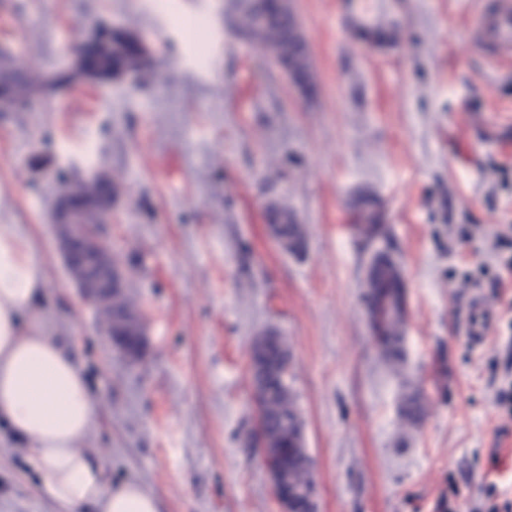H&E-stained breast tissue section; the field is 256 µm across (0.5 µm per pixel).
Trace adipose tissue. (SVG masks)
Wrapping results in <instances>:
<instances>
[{
  "label": "adipose tissue",
  "instance_id": "1",
  "mask_svg": "<svg viewBox=\"0 0 512 512\" xmlns=\"http://www.w3.org/2000/svg\"><path fill=\"white\" fill-rule=\"evenodd\" d=\"M46 279L31 237L0 230V423L25 443L42 492L65 512H160L140 480L108 484L104 463L78 448L98 416L86 375L71 351L23 324Z\"/></svg>",
  "mask_w": 512,
  "mask_h": 512
}]
</instances>
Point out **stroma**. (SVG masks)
<instances>
[{
    "label": "stroma",
    "mask_w": 512,
    "mask_h": 512,
    "mask_svg": "<svg viewBox=\"0 0 512 512\" xmlns=\"http://www.w3.org/2000/svg\"><path fill=\"white\" fill-rule=\"evenodd\" d=\"M0 48L70 65L101 26L139 31L155 81H79L0 113V225L41 250L35 323L72 347L98 402L79 448L111 483L135 477L162 512H283L255 440L250 349L273 330L292 353L316 512H488L512 500V368L493 232L512 225V62L477 46L482 0H290L314 95L240 40L231 0H6ZM364 11L371 29L349 27ZM203 16L198 63L176 19ZM120 176L106 245L148 329L142 361L111 351L55 244L61 178ZM376 199L400 263L403 362L377 353L362 282L376 250L356 236ZM284 203L306 247L284 251ZM473 229L469 240L459 225ZM493 314L483 346L469 300ZM426 407L400 418L404 390ZM0 429V512H61ZM270 229L278 244L292 254L301 253L306 245V231L298 224L294 213L287 205L274 203L268 210Z\"/></svg>",
    "instance_id": "obj_1"
}]
</instances>
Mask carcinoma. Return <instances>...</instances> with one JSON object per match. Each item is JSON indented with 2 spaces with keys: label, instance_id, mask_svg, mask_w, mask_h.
I'll list each match as a JSON object with an SVG mask.
<instances>
[{
  "label": "carcinoma",
  "instance_id": "1",
  "mask_svg": "<svg viewBox=\"0 0 512 512\" xmlns=\"http://www.w3.org/2000/svg\"><path fill=\"white\" fill-rule=\"evenodd\" d=\"M232 9L238 34L280 60L290 69L300 90L311 94L314 86L307 42L288 0H281L276 8L270 6L268 0H233ZM132 36L131 29H122L111 36L99 30L86 48L98 54L101 71L105 74L114 68L148 72L151 69L148 56L132 57L127 53L125 39ZM78 79L80 74L74 68L52 71L17 68L10 74L0 72V87L10 98L8 104H0V109L20 108L34 95L61 92ZM65 189L72 195L94 199L106 191L114 196L120 194L121 182L117 177L100 172L90 179L67 181ZM357 210L355 229L359 235L368 241L388 239V227L381 223V213L374 202L364 200ZM268 215L278 244L289 253L302 252L306 245L305 227L297 222L288 206L273 203ZM362 287L370 303L383 294L392 297L391 309L375 329V346L378 355L395 366L403 359L405 321L404 281L397 260L386 251L381 253L367 270ZM94 308L102 321H112V330L134 332L139 314L128 289L99 299ZM251 364L253 387L261 393L265 453L277 459L289 490L309 489L314 482L312 462L305 448L301 414L291 384V353L285 339L274 332L256 337ZM424 414L425 406L418 394L403 395L401 418L405 423L415 425Z\"/></svg>",
  "mask_w": 512,
  "mask_h": 512
}]
</instances>
